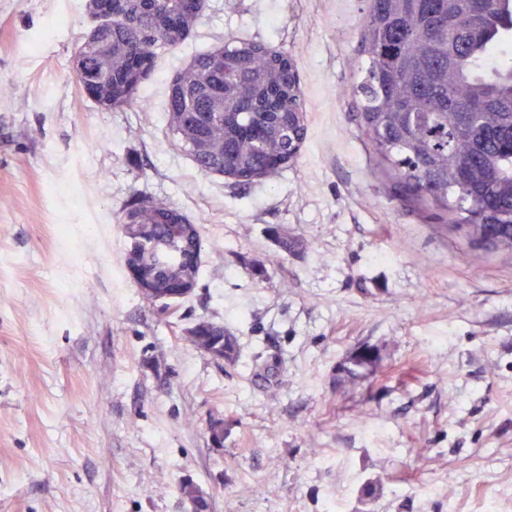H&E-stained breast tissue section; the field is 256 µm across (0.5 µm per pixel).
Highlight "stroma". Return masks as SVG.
I'll list each match as a JSON object with an SVG mask.
<instances>
[{"instance_id":"1","label":"stroma","mask_w":512,"mask_h":512,"mask_svg":"<svg viewBox=\"0 0 512 512\" xmlns=\"http://www.w3.org/2000/svg\"><path fill=\"white\" fill-rule=\"evenodd\" d=\"M84 2L0 0V512H189L185 479L213 512H512V255L376 171L351 90L369 0H206L125 112L73 79ZM240 40L288 52L306 104L298 160L248 185L165 116L172 75ZM140 196L204 242L163 312L125 268ZM202 317L237 362L185 341Z\"/></svg>"}]
</instances>
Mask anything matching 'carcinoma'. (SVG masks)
Returning a JSON list of instances; mask_svg holds the SVG:
<instances>
[{"label":"carcinoma","instance_id":"1","mask_svg":"<svg viewBox=\"0 0 512 512\" xmlns=\"http://www.w3.org/2000/svg\"><path fill=\"white\" fill-rule=\"evenodd\" d=\"M181 0H155L154 13L134 28L115 15L100 16L91 44L75 53L95 55L107 75L101 96L112 111L143 104L127 91L135 67L155 62L158 52L179 46L173 29ZM512 37V0H485L474 13L473 0H369L361 33L368 57L360 99V127L377 167L402 197L440 223L467 229L472 241L512 254V62H490ZM291 59L261 42L224 45V79L216 100H189L185 92L211 84L218 64L213 52L196 56L170 81L166 111L181 113L182 125L169 126L183 150L206 174L223 165L250 184L271 177L293 162L306 124L301 89L294 88ZM190 220L172 203L156 197L135 201L122 224H148L159 249L140 248L127 256L147 279L156 298L175 282L199 280L193 236L173 237V225ZM188 339L197 349L211 347L215 358L233 363L236 338L224 325L200 318ZM181 494L208 512L209 503L191 482Z\"/></svg>","mask_w":512,"mask_h":512}]
</instances>
